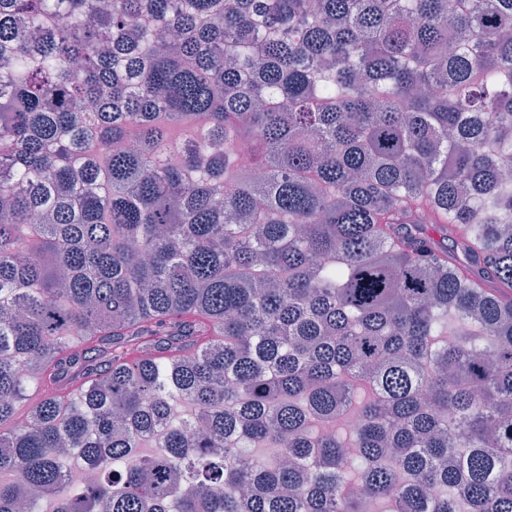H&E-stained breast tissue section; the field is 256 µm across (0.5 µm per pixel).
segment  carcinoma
<instances>
[{"label":"carcinoma","instance_id":"obj_1","mask_svg":"<svg viewBox=\"0 0 512 512\" xmlns=\"http://www.w3.org/2000/svg\"><path fill=\"white\" fill-rule=\"evenodd\" d=\"M511 166L512 0H0V512H512Z\"/></svg>","mask_w":512,"mask_h":512}]
</instances>
